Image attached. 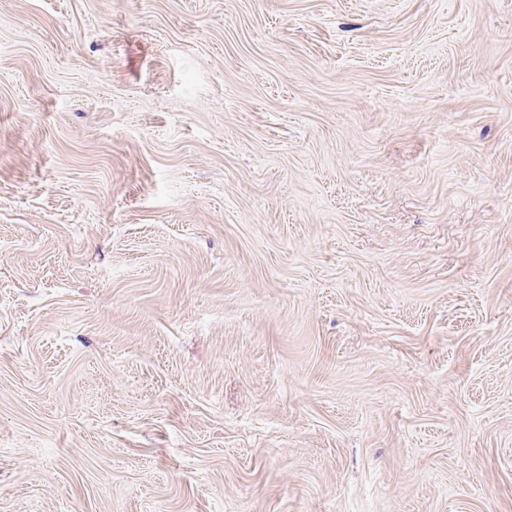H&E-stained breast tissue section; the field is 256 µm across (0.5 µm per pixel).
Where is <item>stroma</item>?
Masks as SVG:
<instances>
[{
	"mask_svg": "<svg viewBox=\"0 0 512 512\" xmlns=\"http://www.w3.org/2000/svg\"><path fill=\"white\" fill-rule=\"evenodd\" d=\"M0 512H512V0H0Z\"/></svg>",
	"mask_w": 512,
	"mask_h": 512,
	"instance_id": "35a3bbf8",
	"label": "stroma"
}]
</instances>
